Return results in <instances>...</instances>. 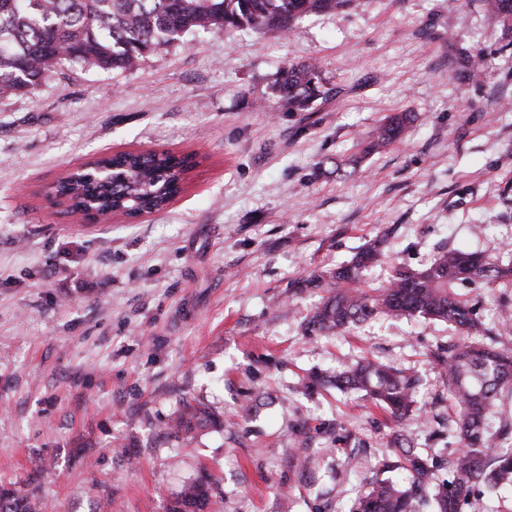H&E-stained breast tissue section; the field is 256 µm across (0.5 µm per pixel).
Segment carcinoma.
I'll return each mask as SVG.
<instances>
[{
    "label": "carcinoma",
    "mask_w": 512,
    "mask_h": 512,
    "mask_svg": "<svg viewBox=\"0 0 512 512\" xmlns=\"http://www.w3.org/2000/svg\"><path fill=\"white\" fill-rule=\"evenodd\" d=\"M357 0H0V94H26L41 87L65 62L103 70L131 69L165 45L193 30L251 28L294 31L307 14L356 6ZM485 10L512 30V0H483ZM455 75L480 77V58L451 61ZM318 65L290 66L277 82L290 111H305L324 94ZM407 113L376 127L371 149L398 143L410 123ZM185 160L169 152L118 153L62 178L56 191L74 209L106 215L113 210L153 212L181 190ZM378 236L347 263L293 283L322 289L325 295L303 318L306 336L346 332L378 316L422 317L455 324L459 342L431 353L441 369L451 413L444 418L458 447L442 460L422 454L404 428L419 412L421 377L378 361L363 359L342 370L311 375L303 387L334 386L361 392L397 423L393 454L379 458L351 512H469L473 501L512 486V414L496 402L512 397V304L501 305L500 327L488 330L478 303L458 292L466 285L512 288V258L483 252L441 250L420 269L397 267L384 286L371 288L363 270L385 258ZM224 428V420L199 400L183 399L163 434L189 441L201 431ZM444 469L448 478H436ZM205 477L180 486L167 512H207ZM43 502L0 486V512H42Z\"/></svg>",
    "instance_id": "cac0c4a2"
}]
</instances>
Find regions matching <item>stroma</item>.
<instances>
[{
	"mask_svg": "<svg viewBox=\"0 0 512 512\" xmlns=\"http://www.w3.org/2000/svg\"><path fill=\"white\" fill-rule=\"evenodd\" d=\"M483 56L477 80L448 61ZM318 63L327 90L281 107L289 65ZM415 116L403 141L365 154L386 115ZM152 149L198 165L166 209L75 227L52 183L92 159ZM386 235L371 286L440 248L512 250V32L483 0H362L300 18L294 33L195 31L129 71L66 63L33 93L0 96V483L49 512H165L206 474L210 512H348L364 473L333 424L386 452L394 423L311 371L367 356L418 372L417 448L442 458L450 403L430 354L452 324L374 319L304 336L321 298L289 283L348 262ZM257 397L253 418H236ZM222 431L189 447L163 434L180 398ZM318 458L297 475L302 437ZM126 443L115 453L114 438Z\"/></svg>",
	"mask_w": 512,
	"mask_h": 512,
	"instance_id": "1",
	"label": "stroma"
}]
</instances>
